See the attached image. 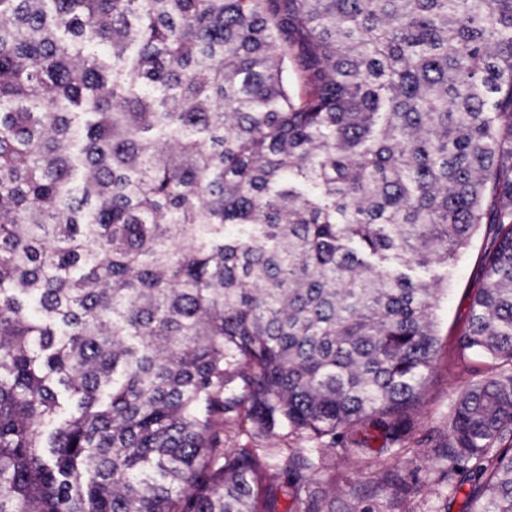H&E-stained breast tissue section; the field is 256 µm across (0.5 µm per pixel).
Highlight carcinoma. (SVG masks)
Returning a JSON list of instances; mask_svg holds the SVG:
<instances>
[{"instance_id": "1", "label": "carcinoma", "mask_w": 512, "mask_h": 512, "mask_svg": "<svg viewBox=\"0 0 512 512\" xmlns=\"http://www.w3.org/2000/svg\"><path fill=\"white\" fill-rule=\"evenodd\" d=\"M482 232L434 452L512 512V0H0V512H322L224 436L397 459ZM272 441L258 431L246 426L244 432H230L225 437L226 448H314L316 443L302 441L295 435H289L288 439L279 441V445L272 447Z\"/></svg>"}]
</instances>
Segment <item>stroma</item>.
<instances>
[{
  "label": "stroma",
  "mask_w": 512,
  "mask_h": 512,
  "mask_svg": "<svg viewBox=\"0 0 512 512\" xmlns=\"http://www.w3.org/2000/svg\"><path fill=\"white\" fill-rule=\"evenodd\" d=\"M489 246L484 236H476L450 266L431 265L417 271L426 280L442 279L445 293L435 310L436 355L423 404L394 466L406 484L405 490L380 497H352L351 485L373 486L387 467L380 458L358 462L348 448L339 445L332 450L331 468L313 480L314 486L327 492L325 512H363L367 507L373 512H467L466 491L454 493L439 483L441 464L433 450L448 434V417L462 391L496 371L490 359L461 350L457 342L468 322L469 298L479 285L483 255Z\"/></svg>",
  "instance_id": "1"
}]
</instances>
